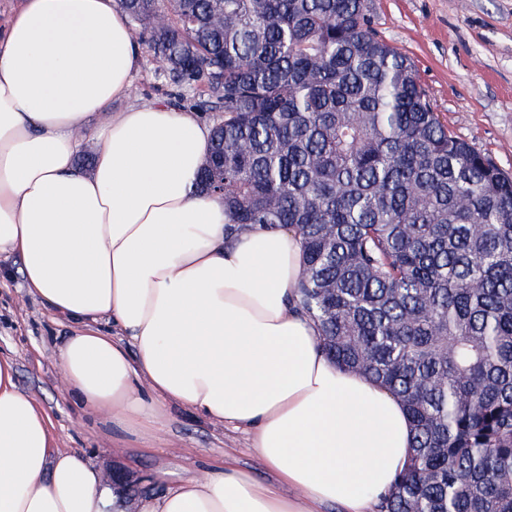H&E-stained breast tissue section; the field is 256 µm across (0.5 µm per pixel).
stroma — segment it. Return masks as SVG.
<instances>
[{"instance_id": "1", "label": "stroma", "mask_w": 512, "mask_h": 512, "mask_svg": "<svg viewBox=\"0 0 512 512\" xmlns=\"http://www.w3.org/2000/svg\"><path fill=\"white\" fill-rule=\"evenodd\" d=\"M375 30L415 64L440 121L512 176V0H368ZM132 99L176 104L177 89L143 50ZM71 327L23 286L22 262L0 261V355L16 366L17 385L46 411L55 444L85 454L101 470H122L132 481L151 480V494L201 467L224 461L263 481L274 476L234 428L168 403L145 435L112 429L84 415L60 380L57 350ZM166 481H155L157 473Z\"/></svg>"}]
</instances>
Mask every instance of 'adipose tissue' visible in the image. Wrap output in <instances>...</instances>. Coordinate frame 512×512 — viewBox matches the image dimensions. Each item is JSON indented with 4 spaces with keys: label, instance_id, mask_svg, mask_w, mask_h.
Returning <instances> with one entry per match:
<instances>
[{
    "label": "adipose tissue",
    "instance_id": "ef3b65f1",
    "mask_svg": "<svg viewBox=\"0 0 512 512\" xmlns=\"http://www.w3.org/2000/svg\"><path fill=\"white\" fill-rule=\"evenodd\" d=\"M140 59L114 0H23L0 27V257L19 254L30 294L71 321L59 359L84 411L145 431L174 401L248 428L276 475L208 466L140 512H371L411 453L405 409L323 354L292 302L294 231L225 241L223 196L196 188L210 130L193 110L133 102ZM113 506L0 356V512Z\"/></svg>",
    "mask_w": 512,
    "mask_h": 512
}]
</instances>
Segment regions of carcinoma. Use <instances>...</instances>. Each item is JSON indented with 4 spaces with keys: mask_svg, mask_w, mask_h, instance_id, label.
<instances>
[{
    "mask_svg": "<svg viewBox=\"0 0 512 512\" xmlns=\"http://www.w3.org/2000/svg\"><path fill=\"white\" fill-rule=\"evenodd\" d=\"M191 106L224 235L292 228L325 355L397 398L380 512H512V177L440 123L367 0H119Z\"/></svg>",
    "mask_w": 512,
    "mask_h": 512,
    "instance_id": "carcinoma-1",
    "label": "carcinoma"
}]
</instances>
